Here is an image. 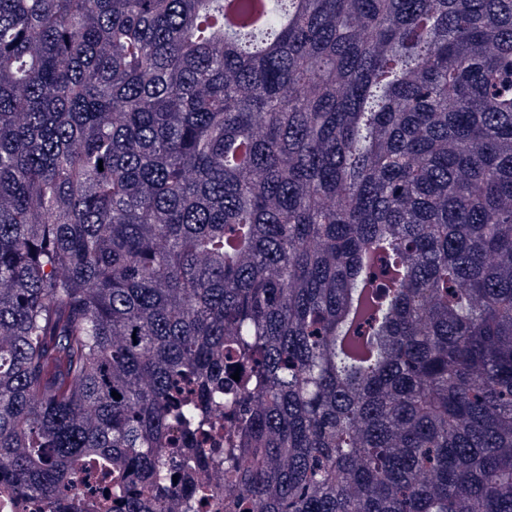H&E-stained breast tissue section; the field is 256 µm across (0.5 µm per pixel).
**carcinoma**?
Segmentation results:
<instances>
[{"instance_id": "obj_1", "label": "carcinoma", "mask_w": 512, "mask_h": 512, "mask_svg": "<svg viewBox=\"0 0 512 512\" xmlns=\"http://www.w3.org/2000/svg\"><path fill=\"white\" fill-rule=\"evenodd\" d=\"M225 2L0 0V493L512 512V0Z\"/></svg>"}]
</instances>
